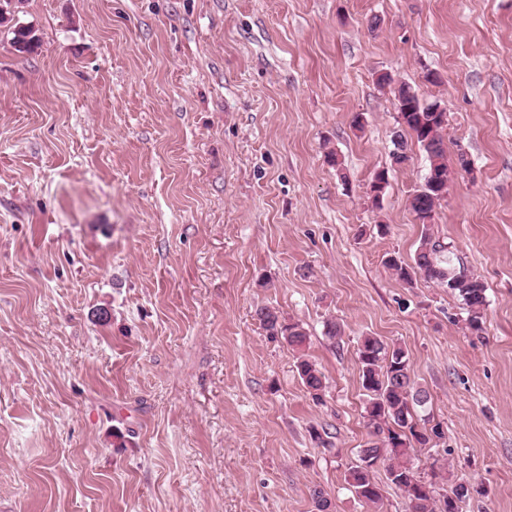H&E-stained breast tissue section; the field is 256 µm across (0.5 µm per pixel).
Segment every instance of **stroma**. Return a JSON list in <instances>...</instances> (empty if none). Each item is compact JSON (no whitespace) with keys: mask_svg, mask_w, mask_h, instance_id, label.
Returning <instances> with one entry per match:
<instances>
[{"mask_svg":"<svg viewBox=\"0 0 512 512\" xmlns=\"http://www.w3.org/2000/svg\"><path fill=\"white\" fill-rule=\"evenodd\" d=\"M19 18L40 46L0 27V512H312L316 487L333 512H408L384 468L380 506L346 481L367 335L407 351L443 426L418 476L480 487L461 512H512V0H24ZM382 72L446 112L431 228L487 287L482 334L385 264L420 244L428 162L411 143L393 166ZM260 306L305 328L322 402Z\"/></svg>","mask_w":512,"mask_h":512,"instance_id":"1","label":"stroma"}]
</instances>
